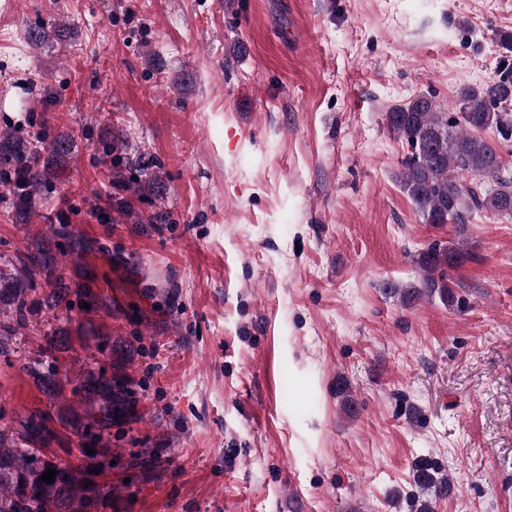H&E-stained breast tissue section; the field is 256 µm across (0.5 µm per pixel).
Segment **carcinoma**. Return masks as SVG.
Listing matches in <instances>:
<instances>
[{"label": "carcinoma", "mask_w": 512, "mask_h": 512, "mask_svg": "<svg viewBox=\"0 0 512 512\" xmlns=\"http://www.w3.org/2000/svg\"><path fill=\"white\" fill-rule=\"evenodd\" d=\"M512 99V63L503 60L496 76L476 87H463L456 95V111L440 112L434 100L418 96L386 112L390 129L410 148L401 161L399 183L428 224H469L473 213L489 211L512 218V171L503 169L497 148L482 139L478 132L494 129L501 140L512 139V109L500 106ZM61 157L69 151L68 140L45 133L30 139L5 130L0 131V186L13 197L19 210L32 207L35 197L51 177V163L40 150ZM124 138L112 136L107 152L112 154V184L122 192L137 196L144 191L159 194L161 179L126 174L122 153ZM48 234L57 239L55 248H37L25 255L20 266L0 264V355L9 353V342L19 330L29 326L28 296L41 282L49 287L43 299L52 305L66 291L63 262L70 255L73 233L67 224L48 225ZM462 253L453 244L434 242L422 250L417 264L422 271L420 286H385L386 293L398 297L405 305L435 295L453 304L455 295L448 285L446 270L456 267ZM24 369L42 388L54 406L60 405L61 386L57 369L46 371L24 365ZM79 383L72 390L82 414L63 419L78 438L77 446L91 459L97 453L86 452V445L98 446L112 420L125 414L131 403V390L123 379L106 376L101 369L87 363L79 369ZM21 430L0 428V512H62L69 505L73 512L87 509L112 496V487L88 483L86 471L38 456L31 445L48 444L54 432L45 419L33 416L19 420ZM53 469L52 482L42 475ZM416 483L429 496H451V479L438 476L427 465L416 472Z\"/></svg>", "instance_id": "carcinoma-1"}]
</instances>
